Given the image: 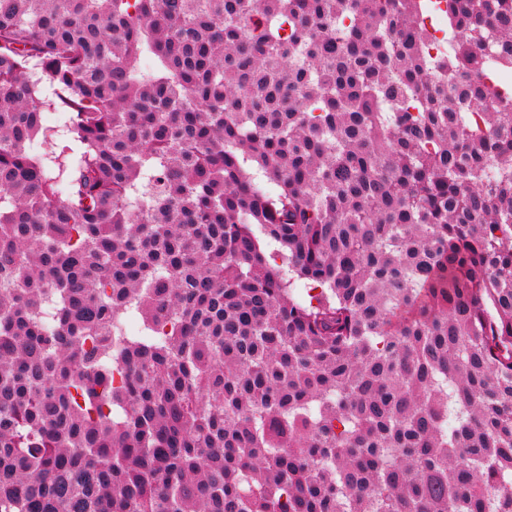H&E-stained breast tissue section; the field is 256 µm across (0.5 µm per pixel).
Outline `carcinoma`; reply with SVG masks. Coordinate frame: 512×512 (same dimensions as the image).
I'll return each instance as SVG.
<instances>
[{"label":"carcinoma","mask_w":512,"mask_h":512,"mask_svg":"<svg viewBox=\"0 0 512 512\" xmlns=\"http://www.w3.org/2000/svg\"><path fill=\"white\" fill-rule=\"evenodd\" d=\"M486 30L512 0H0V512H512Z\"/></svg>","instance_id":"1"}]
</instances>
